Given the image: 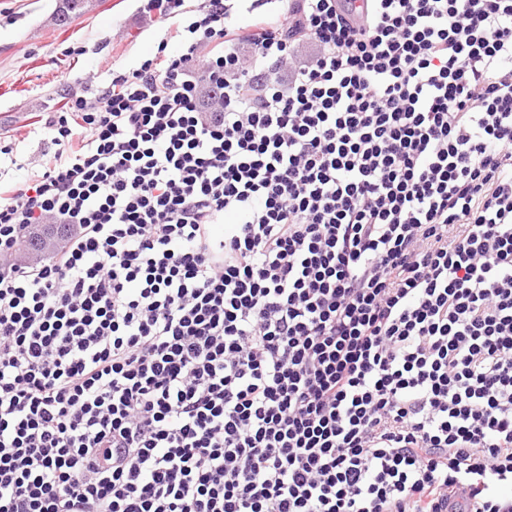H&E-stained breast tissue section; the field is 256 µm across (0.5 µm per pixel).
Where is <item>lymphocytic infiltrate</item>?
Here are the masks:
<instances>
[{"mask_svg": "<svg viewBox=\"0 0 512 512\" xmlns=\"http://www.w3.org/2000/svg\"><path fill=\"white\" fill-rule=\"evenodd\" d=\"M269 2L0 185V512H512V0Z\"/></svg>", "mask_w": 512, "mask_h": 512, "instance_id": "obj_1", "label": "lymphocytic infiltrate"}]
</instances>
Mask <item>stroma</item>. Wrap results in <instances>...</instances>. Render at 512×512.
<instances>
[{
  "instance_id": "obj_1",
  "label": "stroma",
  "mask_w": 512,
  "mask_h": 512,
  "mask_svg": "<svg viewBox=\"0 0 512 512\" xmlns=\"http://www.w3.org/2000/svg\"><path fill=\"white\" fill-rule=\"evenodd\" d=\"M58 0H0V140L11 143L18 167L0 181L16 184L40 172L47 148L32 124L65 103V94H92L95 73L107 82L112 69L153 56L167 27L141 14L140 0H98L67 28L54 25Z\"/></svg>"
}]
</instances>
